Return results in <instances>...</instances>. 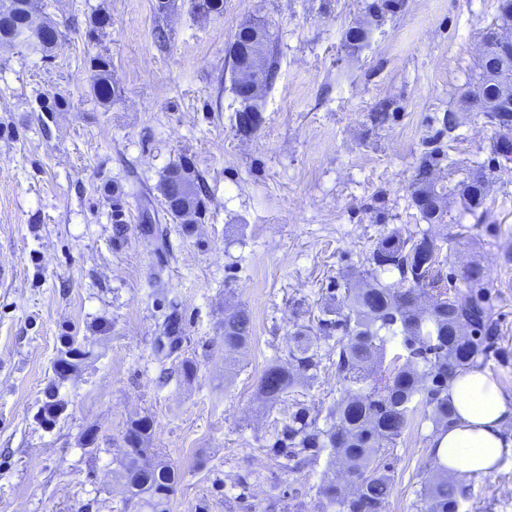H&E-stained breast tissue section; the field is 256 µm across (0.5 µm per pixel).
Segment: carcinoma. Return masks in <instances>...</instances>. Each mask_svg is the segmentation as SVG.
<instances>
[{
	"label": "carcinoma",
	"instance_id": "carcinoma-1",
	"mask_svg": "<svg viewBox=\"0 0 512 512\" xmlns=\"http://www.w3.org/2000/svg\"><path fill=\"white\" fill-rule=\"evenodd\" d=\"M32 24L29 0H11L0 13V42L17 37ZM92 90L102 100L112 96L111 61L103 56L92 65ZM499 83L480 74L475 96L487 100L500 96ZM490 123L512 131V107L487 113ZM442 150L434 147L422 153L415 168L412 200L423 195L428 205L419 209L429 224L445 223L444 193L437 191L435 167ZM177 175L170 169L159 190L169 213L180 219L184 203H190L197 219L205 216L206 204L197 189L198 174L182 175L192 186L185 201L172 196ZM487 173L476 169L460 184L463 214L481 224L487 195ZM366 274L345 283L344 291L329 293L318 318V331L326 337L340 334L336 341V376L341 394L319 423V414L300 407L288 416L269 452L298 467L327 456L320 493L322 512H386L392 486L391 469L380 456L394 446L416 415L432 421L435 429L453 423L455 410L448 401V386L457 372L487 359L499 336L493 317V294L482 284L481 268L468 266L460 279L466 290L448 288L440 260L437 239L424 230L418 236L402 237L395 231L380 235L366 258ZM398 275L394 283L379 280L381 272ZM251 339V318L243 309L224 315V367L230 368ZM396 341L407 352L400 366H383L386 344ZM319 347L310 337V327L299 325L288 345V358L276 360L262 373L257 393L275 404L294 385L318 378ZM150 423L129 422L125 431L126 451L122 459L131 495L143 501L149 512H166L175 472L168 465L145 462ZM331 471L350 475L353 488L345 490L329 477ZM419 512H459L455 485L448 481V469L438 462L425 468Z\"/></svg>",
	"mask_w": 512,
	"mask_h": 512
}]
</instances>
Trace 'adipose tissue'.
I'll return each instance as SVG.
<instances>
[{
  "label": "adipose tissue",
  "instance_id": "ef3b65f1",
  "mask_svg": "<svg viewBox=\"0 0 512 512\" xmlns=\"http://www.w3.org/2000/svg\"><path fill=\"white\" fill-rule=\"evenodd\" d=\"M456 421L439 431L430 450L449 474H488L512 456V398L490 373L472 367L461 371L448 389Z\"/></svg>",
  "mask_w": 512,
  "mask_h": 512
}]
</instances>
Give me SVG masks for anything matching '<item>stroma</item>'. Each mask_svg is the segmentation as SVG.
<instances>
[{
    "label": "stroma",
    "instance_id": "stroma-1",
    "mask_svg": "<svg viewBox=\"0 0 512 512\" xmlns=\"http://www.w3.org/2000/svg\"><path fill=\"white\" fill-rule=\"evenodd\" d=\"M376 2L224 0L222 14L204 15L194 0H170L162 15L156 0H34L62 34L50 56L0 45V264L10 270L0 279V512H140L121 467L136 418L152 425L150 460L178 474L168 512H319L325 459L292 471L268 448L293 404L323 413L339 398L334 338L319 337L317 379L284 402L264 403L256 386L386 230H431L453 286L480 265L501 329V353L483 368L512 395V163L488 172L496 233L454 236V190L488 165L495 138L484 112L460 100L479 80L498 0H391L379 12ZM99 16L109 24L95 27ZM254 22L270 35L277 76L246 139L227 50ZM100 55L112 64L107 101L91 90ZM381 110L390 119L379 126ZM449 110L460 125L436 138ZM437 144L450 204L429 227L412 181ZM183 157L207 190L205 218L188 228L158 189ZM146 215L163 251L146 242ZM239 307L252 340L228 372L224 315ZM173 311L181 334L169 345ZM432 437V423L416 420L388 450L387 512H417ZM456 485L460 512H512V457Z\"/></svg>",
    "mask_w": 512,
    "mask_h": 512
}]
</instances>
